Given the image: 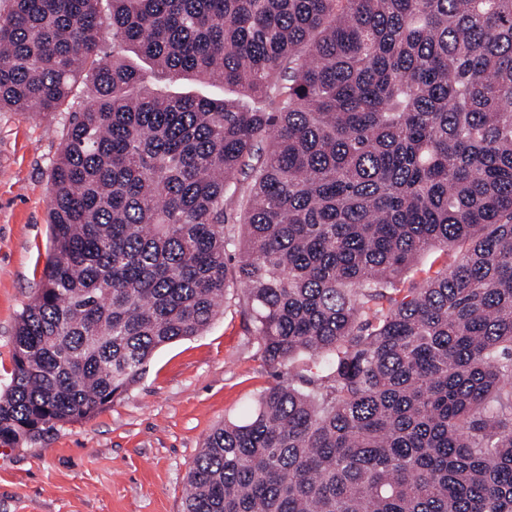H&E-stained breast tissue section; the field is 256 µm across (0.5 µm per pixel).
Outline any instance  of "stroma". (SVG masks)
<instances>
[{"instance_id": "35a3bbf8", "label": "stroma", "mask_w": 512, "mask_h": 512, "mask_svg": "<svg viewBox=\"0 0 512 512\" xmlns=\"http://www.w3.org/2000/svg\"><path fill=\"white\" fill-rule=\"evenodd\" d=\"M159 92L235 98L232 87L157 79ZM70 97L52 114L0 111V392L12 371L19 314L41 284L49 251L48 167L58 155ZM274 381L234 304L202 335L159 349L143 379L86 422L0 446V512H183L187 474L210 431L236 421Z\"/></svg>"}]
</instances>
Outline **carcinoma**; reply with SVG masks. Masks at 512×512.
Listing matches in <instances>:
<instances>
[{
  "label": "carcinoma",
  "instance_id": "cac0c4a2",
  "mask_svg": "<svg viewBox=\"0 0 512 512\" xmlns=\"http://www.w3.org/2000/svg\"><path fill=\"white\" fill-rule=\"evenodd\" d=\"M105 33L254 106L136 94ZM81 84L0 445L95 417L232 299L289 378L206 436L185 512H512V0L0 8V111ZM454 260L455 255L453 253L448 252L447 255L445 251L439 248H433L422 253L414 268L405 277L406 286H408L411 281L419 280L421 277L425 276V272L430 268L431 271H434L446 264L450 266L453 264Z\"/></svg>",
  "mask_w": 512,
  "mask_h": 512
}]
</instances>
